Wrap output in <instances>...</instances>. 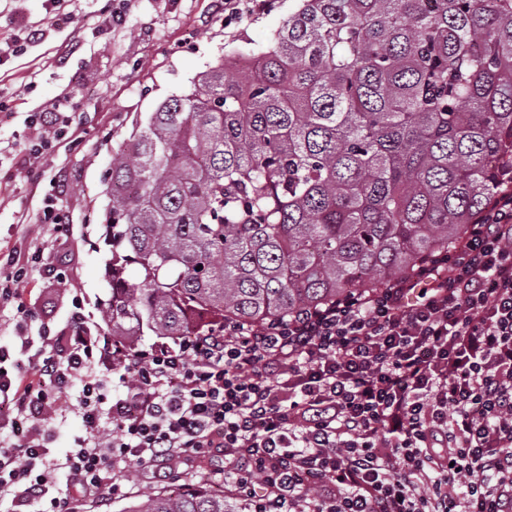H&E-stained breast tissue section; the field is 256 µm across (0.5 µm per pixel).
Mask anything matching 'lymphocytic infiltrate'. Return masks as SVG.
Instances as JSON below:
<instances>
[{"instance_id":"1","label":"lymphocytic infiltrate","mask_w":512,"mask_h":512,"mask_svg":"<svg viewBox=\"0 0 512 512\" xmlns=\"http://www.w3.org/2000/svg\"><path fill=\"white\" fill-rule=\"evenodd\" d=\"M498 185L448 251L285 320L133 351L74 300L37 354L0 347V418L21 438L0 448V496L69 512L38 428L77 386L65 467L88 500L120 493L114 467L219 450L247 512H512V169Z\"/></svg>"}]
</instances>
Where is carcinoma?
Segmentation results:
<instances>
[{"label": "carcinoma", "instance_id": "cac0c4a2", "mask_svg": "<svg viewBox=\"0 0 512 512\" xmlns=\"http://www.w3.org/2000/svg\"><path fill=\"white\" fill-rule=\"evenodd\" d=\"M505 158L512 0H298L112 153L103 322L133 347L407 275L489 205ZM128 512L230 510L199 482Z\"/></svg>", "mask_w": 512, "mask_h": 512}]
</instances>
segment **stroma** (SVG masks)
<instances>
[{
  "instance_id": "obj_1",
  "label": "stroma",
  "mask_w": 512,
  "mask_h": 512,
  "mask_svg": "<svg viewBox=\"0 0 512 512\" xmlns=\"http://www.w3.org/2000/svg\"><path fill=\"white\" fill-rule=\"evenodd\" d=\"M295 7L296 0H272L267 9L235 14L222 0H60L54 9L45 0H0V252L21 261L43 252L21 286L32 316L21 319L12 304L0 308V346L25 335L39 349L43 329H68L76 296L87 315L100 316L110 297L105 214L113 149L225 55L269 46ZM114 12L122 23L102 28ZM26 25L43 29L44 39L25 44L21 55L6 52ZM65 91L76 126L53 140L44 160L23 163L21 151L36 134L31 114ZM49 196L63 212L66 231L40 221ZM53 267L64 271L67 287L52 278ZM42 431L55 465L50 493L69 496L63 463L84 434L77 398L44 421ZM223 469L220 452L174 468L117 467L112 479L122 495L104 506L76 500V512H127L145 495L175 494L200 480L223 492L229 512H243L244 501L224 489Z\"/></svg>"
}]
</instances>
